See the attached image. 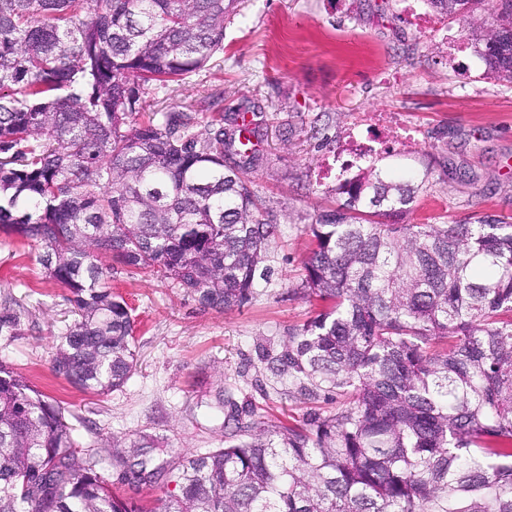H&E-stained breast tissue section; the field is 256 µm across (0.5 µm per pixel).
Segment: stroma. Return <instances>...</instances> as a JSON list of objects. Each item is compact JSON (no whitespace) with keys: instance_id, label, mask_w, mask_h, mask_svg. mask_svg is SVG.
Here are the masks:
<instances>
[{"instance_id":"stroma-1","label":"stroma","mask_w":512,"mask_h":512,"mask_svg":"<svg viewBox=\"0 0 512 512\" xmlns=\"http://www.w3.org/2000/svg\"><path fill=\"white\" fill-rule=\"evenodd\" d=\"M468 63L467 78L449 70L445 44L416 31L400 0H243L224 24L223 52L182 82L149 91L146 101L152 111L192 112L201 121L234 108L255 128L253 181L278 226L269 279L251 302L219 311L111 263L109 285L134 320L137 366L121 388L100 396L52 370L56 340L73 314L68 290L40 262L42 246L0 232V362L63 405L80 446L102 455L99 471L113 490L150 508L174 502L175 480L137 489L119 483L113 443L157 436L168 461L222 447L218 403L228 397L249 426L336 413L339 395L300 399L287 376L271 374L262 361L313 313L297 293L310 249L305 228L320 209L342 201L324 162L369 113L396 112L415 126L419 142L377 166H435L403 223L512 216V84L487 76L477 53Z\"/></svg>"}]
</instances>
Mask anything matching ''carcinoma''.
Instances as JSON below:
<instances>
[{"label": "carcinoma", "mask_w": 512, "mask_h": 512, "mask_svg": "<svg viewBox=\"0 0 512 512\" xmlns=\"http://www.w3.org/2000/svg\"><path fill=\"white\" fill-rule=\"evenodd\" d=\"M238 0H0V230L43 245L76 318L52 367L99 393L134 368L133 320L104 255L215 310L265 276L277 225L235 113H152L166 88L224 49ZM466 28L488 73L512 80V0ZM471 22L485 0H424ZM238 160L227 164L226 158ZM433 173L372 165L308 232L315 316L269 368L344 408L312 427L236 423L176 466L115 448L127 485L177 471L175 507L112 491L65 408L0 362V512H512V219L401 224Z\"/></svg>", "instance_id": "carcinoma-1"}]
</instances>
